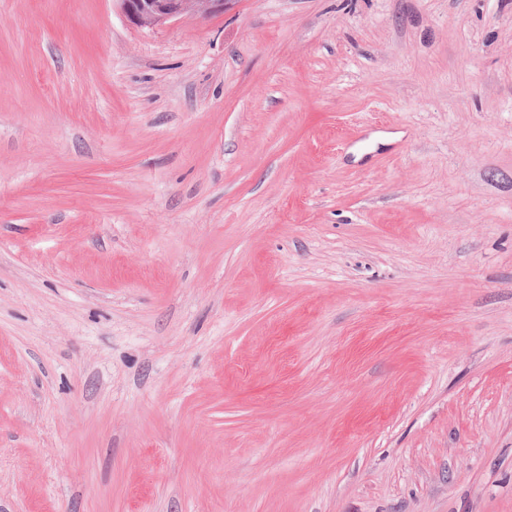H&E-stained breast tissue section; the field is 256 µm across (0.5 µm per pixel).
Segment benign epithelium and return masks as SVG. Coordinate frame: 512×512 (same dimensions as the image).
Masks as SVG:
<instances>
[{
  "label": "benign epithelium",
  "instance_id": "7a95c632",
  "mask_svg": "<svg viewBox=\"0 0 512 512\" xmlns=\"http://www.w3.org/2000/svg\"><path fill=\"white\" fill-rule=\"evenodd\" d=\"M126 17L140 26H160L184 15L222 13L231 0H119Z\"/></svg>",
  "mask_w": 512,
  "mask_h": 512
}]
</instances>
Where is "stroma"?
Here are the masks:
<instances>
[{
  "instance_id": "35a3bbf8",
  "label": "stroma",
  "mask_w": 512,
  "mask_h": 512,
  "mask_svg": "<svg viewBox=\"0 0 512 512\" xmlns=\"http://www.w3.org/2000/svg\"><path fill=\"white\" fill-rule=\"evenodd\" d=\"M0 512H512V0H0ZM126 17L140 26H160L184 15L224 13L231 0H118Z\"/></svg>"
}]
</instances>
